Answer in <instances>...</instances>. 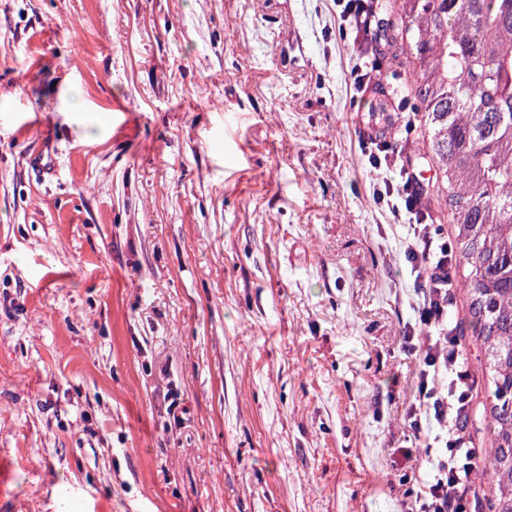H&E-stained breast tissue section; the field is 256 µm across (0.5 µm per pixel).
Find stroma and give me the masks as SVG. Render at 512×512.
<instances>
[{"mask_svg": "<svg viewBox=\"0 0 512 512\" xmlns=\"http://www.w3.org/2000/svg\"><path fill=\"white\" fill-rule=\"evenodd\" d=\"M333 0H0V512H401L405 70ZM468 428L487 447L479 348Z\"/></svg>", "mask_w": 512, "mask_h": 512, "instance_id": "obj_1", "label": "stroma"}]
</instances>
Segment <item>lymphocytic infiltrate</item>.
I'll return each mask as SVG.
<instances>
[{"instance_id":"lymphocytic-infiltrate-1","label":"lymphocytic infiltrate","mask_w":512,"mask_h":512,"mask_svg":"<svg viewBox=\"0 0 512 512\" xmlns=\"http://www.w3.org/2000/svg\"><path fill=\"white\" fill-rule=\"evenodd\" d=\"M400 185L382 179L373 186L376 202L386 203L398 222L406 224L407 259L421 288L415 309L423 327V366L412 417H433L438 431L425 442L429 469L421 479L411 512H468L478 460L467 434L473 380L463 356L461 338L448 326L455 304L454 257L440 228L418 218L417 177L401 170Z\"/></svg>"}]
</instances>
